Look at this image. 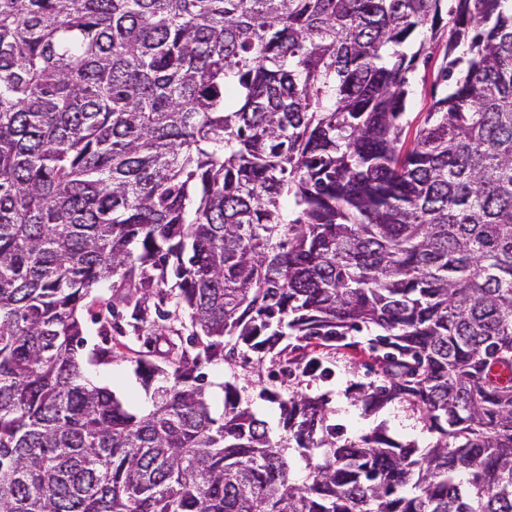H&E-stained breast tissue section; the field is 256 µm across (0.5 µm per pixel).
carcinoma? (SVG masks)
<instances>
[{"instance_id":"cac0c4a2","label":"carcinoma","mask_w":512,"mask_h":512,"mask_svg":"<svg viewBox=\"0 0 512 512\" xmlns=\"http://www.w3.org/2000/svg\"><path fill=\"white\" fill-rule=\"evenodd\" d=\"M357 335L433 443L303 387ZM247 350L275 429L210 403ZM0 512H512V0H0ZM445 35L442 40L431 45L428 49L427 56L430 55L428 64L423 62L421 58L416 63V69L413 73L412 92L408 96L407 112L409 121H411L410 130H406L409 141L413 138L414 131L423 119L424 112H427L432 103L433 81L437 69L442 61L445 42L448 37V27H444ZM135 365L128 359H116L110 364L86 365L87 378L99 386L113 390L124 401H132L134 407L143 408L147 397L141 380L134 372Z\"/></svg>"}]
</instances>
